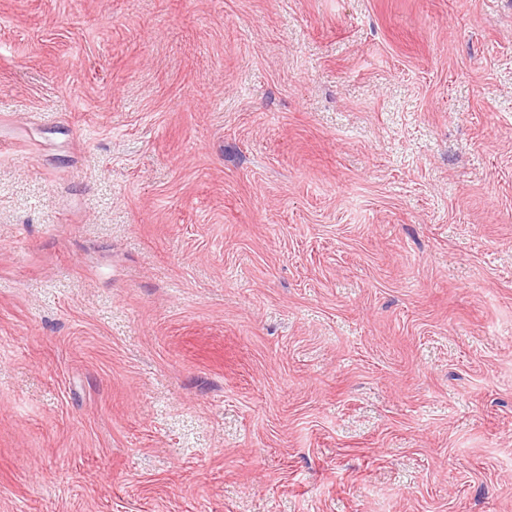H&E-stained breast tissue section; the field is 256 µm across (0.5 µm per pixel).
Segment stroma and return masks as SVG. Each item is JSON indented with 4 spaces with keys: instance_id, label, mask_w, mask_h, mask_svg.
I'll use <instances>...</instances> for the list:
<instances>
[{
    "instance_id": "1",
    "label": "stroma",
    "mask_w": 512,
    "mask_h": 512,
    "mask_svg": "<svg viewBox=\"0 0 512 512\" xmlns=\"http://www.w3.org/2000/svg\"><path fill=\"white\" fill-rule=\"evenodd\" d=\"M0 512H512V0H0Z\"/></svg>"
}]
</instances>
